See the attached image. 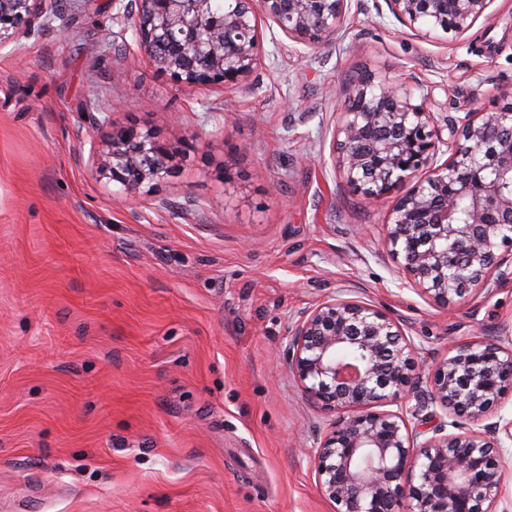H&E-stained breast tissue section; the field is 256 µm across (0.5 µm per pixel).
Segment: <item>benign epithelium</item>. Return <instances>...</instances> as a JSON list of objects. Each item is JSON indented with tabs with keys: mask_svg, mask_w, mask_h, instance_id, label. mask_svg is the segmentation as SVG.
Segmentation results:
<instances>
[{
	"mask_svg": "<svg viewBox=\"0 0 512 512\" xmlns=\"http://www.w3.org/2000/svg\"><path fill=\"white\" fill-rule=\"evenodd\" d=\"M48 0H0V46L49 25ZM217 18L209 0H134L143 57L188 86H238L259 60L253 0ZM347 0H261L286 35L333 38ZM492 0H386L393 16L425 37L461 35ZM409 86L364 71L341 96L334 148L353 193L394 194L383 244L417 289L452 307L473 289L512 275L497 249L512 243V90L447 124L411 102ZM170 148L149 132L114 130L96 168L135 198L172 170ZM416 345L399 322L365 301L334 297L302 316L286 349L306 399L336 414L314 450L322 495L336 512H495L504 497L502 439L512 418L481 431L445 433L435 407L478 421L512 392V345L456 347L427 376L412 407L377 411L409 383Z\"/></svg>",
	"mask_w": 512,
	"mask_h": 512,
	"instance_id": "obj_1",
	"label": "benign epithelium"
}]
</instances>
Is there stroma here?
Instances as JSON below:
<instances>
[{
  "label": "stroma",
  "mask_w": 512,
  "mask_h": 512,
  "mask_svg": "<svg viewBox=\"0 0 512 512\" xmlns=\"http://www.w3.org/2000/svg\"><path fill=\"white\" fill-rule=\"evenodd\" d=\"M259 41L231 91L152 68L111 0H59L0 47V512H333L311 463L333 416L283 359L303 313L381 308L422 377L512 338V280L451 308L420 295L382 248L392 199L333 161L362 68L452 118L512 88V0L438 43L385 0H347L318 46L265 18ZM102 112L176 153L136 200L92 172Z\"/></svg>",
  "instance_id": "1"
}]
</instances>
